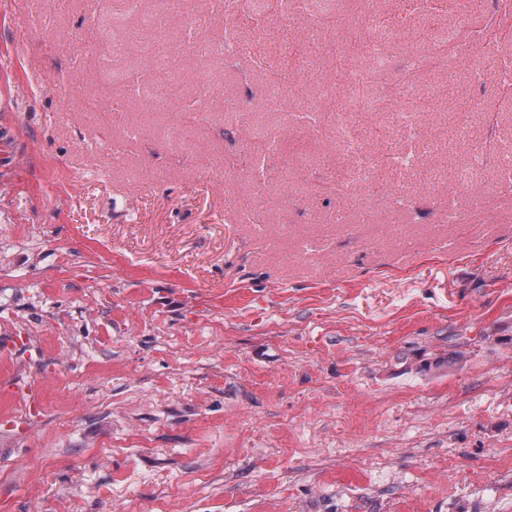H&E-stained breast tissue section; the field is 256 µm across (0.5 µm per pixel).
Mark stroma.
Segmentation results:
<instances>
[{"label": "stroma", "mask_w": 512, "mask_h": 512, "mask_svg": "<svg viewBox=\"0 0 512 512\" xmlns=\"http://www.w3.org/2000/svg\"><path fill=\"white\" fill-rule=\"evenodd\" d=\"M250 7L267 23L241 22L198 129L102 82L86 0H0V345L25 341L0 353V512H512V94L405 64L483 6L413 19L371 84L430 90L437 154L348 188L263 98L306 17ZM460 122L491 151L466 193ZM281 139V131L279 128H268L261 132L259 136V147L261 153L256 158V164L249 173L248 178L257 181L261 179V167L259 165L260 160L265 157L266 154L276 153L279 150Z\"/></svg>", "instance_id": "35a3bbf8"}]
</instances>
